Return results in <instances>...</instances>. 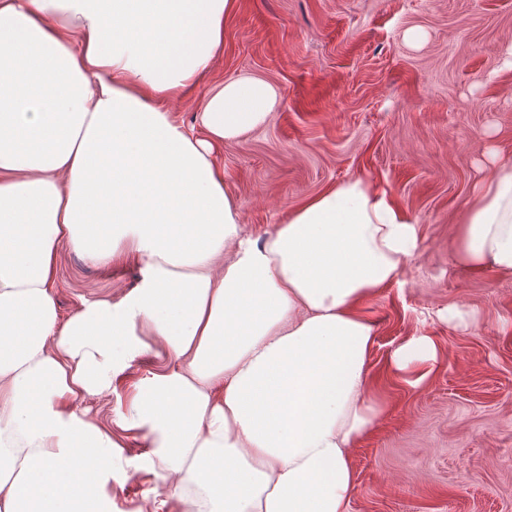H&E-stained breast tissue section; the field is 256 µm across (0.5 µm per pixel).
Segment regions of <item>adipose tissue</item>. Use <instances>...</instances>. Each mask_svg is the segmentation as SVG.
Here are the masks:
<instances>
[{
	"label": "adipose tissue",
	"mask_w": 512,
	"mask_h": 512,
	"mask_svg": "<svg viewBox=\"0 0 512 512\" xmlns=\"http://www.w3.org/2000/svg\"><path fill=\"white\" fill-rule=\"evenodd\" d=\"M236 0H0V512H112L120 432L167 491L137 512H351L350 450L379 416L371 324L353 305L402 284L415 220L372 181L319 193L266 239L241 232L217 162L279 104L213 87L199 130L160 102L213 66ZM457 259L512 273V159L457 229ZM133 254L138 285L60 321L59 253ZM164 365L116 426L86 397L147 350ZM428 336L391 356L421 383Z\"/></svg>",
	"instance_id": "adipose-tissue-1"
}]
</instances>
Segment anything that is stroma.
I'll list each match as a JSON object with an SVG mask.
<instances>
[{"label": "stroma", "mask_w": 512, "mask_h": 512, "mask_svg": "<svg viewBox=\"0 0 512 512\" xmlns=\"http://www.w3.org/2000/svg\"><path fill=\"white\" fill-rule=\"evenodd\" d=\"M419 45L404 39L409 29ZM512 0H237L213 70L188 97L167 102L194 125L217 83L272 84L267 124L225 143L220 161L240 226L265 239L305 200L358 176L388 189L416 222L420 244L404 285L359 301L374 328L366 392L376 424L351 450L352 512H512V275L455 255V229L490 155L512 157ZM134 258L93 266L71 247L58 258L61 319L84 301L134 288ZM456 306L475 329L440 319ZM440 349L434 371L411 385L389 365L412 337ZM161 365L146 353L84 406L103 423L125 410ZM145 448L126 437L114 476L116 512L159 493L136 471Z\"/></svg>", "instance_id": "stroma-1"}]
</instances>
